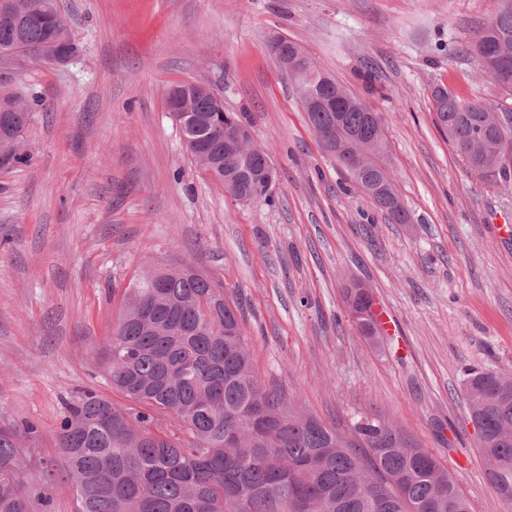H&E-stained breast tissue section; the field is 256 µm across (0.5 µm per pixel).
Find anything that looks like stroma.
I'll list each match as a JSON object with an SVG mask.
<instances>
[{
    "label": "stroma",
    "instance_id": "1",
    "mask_svg": "<svg viewBox=\"0 0 512 512\" xmlns=\"http://www.w3.org/2000/svg\"><path fill=\"white\" fill-rule=\"evenodd\" d=\"M76 57L20 80L42 99L28 164L0 169V424L28 421L29 471L62 466L67 403L113 402L98 351L146 264L184 260L237 295L253 365L325 422L395 418L437 454L472 512H512L469 418V369L512 370V190L470 173L428 89L512 107L470 45L498 0H58ZM282 34L370 102L413 221L392 222L336 168L267 49ZM208 83L249 113L278 171L239 206L195 167L169 87ZM394 319L367 338L354 285Z\"/></svg>",
    "mask_w": 512,
    "mask_h": 512
}]
</instances>
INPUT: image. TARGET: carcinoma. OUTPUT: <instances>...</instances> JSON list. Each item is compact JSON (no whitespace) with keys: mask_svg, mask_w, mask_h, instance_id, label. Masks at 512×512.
<instances>
[{"mask_svg":"<svg viewBox=\"0 0 512 512\" xmlns=\"http://www.w3.org/2000/svg\"><path fill=\"white\" fill-rule=\"evenodd\" d=\"M512 45V0L499 9L473 44L481 72L493 77L498 45ZM281 70H294L297 97L333 88L336 107L304 108L311 129L332 155L347 136L362 154L344 169L378 209L397 175L387 162L382 125L368 122L360 96L284 35L268 46ZM57 0H0V168L28 161L24 135L38 105L13 76L31 65H64L76 54ZM434 121L469 170L512 179V142L495 131L499 107L469 100L438 84L430 91ZM184 106L211 118L193 130L187 154L216 185L236 196L269 202L259 182L273 167L269 151L245 153L224 145V117L252 127L243 112L219 111L200 89ZM371 296L361 307L376 335ZM112 390L127 404L88 392L66 405L58 430L64 463L58 478L72 484L78 512H470L469 503L429 449L385 415L359 416L348 432L310 413L297 396L266 386L252 364L240 305L188 262L148 269L130 280L112 334L99 349ZM470 419L492 487L512 486V371L473 369L465 380ZM30 424L0 427V512H48L45 478L24 470L18 443Z\"/></svg>","mask_w":512,"mask_h":512,"instance_id":"obj_1","label":"carcinoma"}]
</instances>
